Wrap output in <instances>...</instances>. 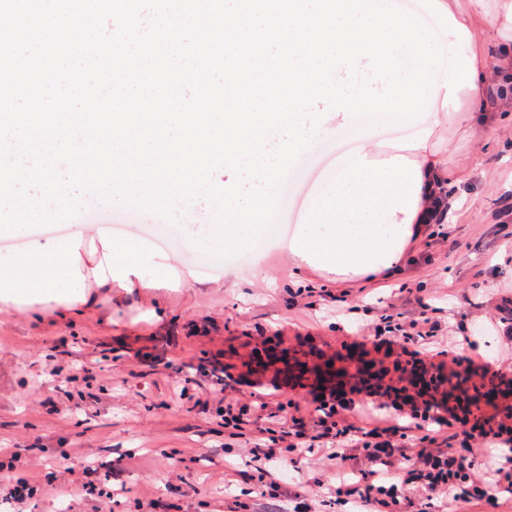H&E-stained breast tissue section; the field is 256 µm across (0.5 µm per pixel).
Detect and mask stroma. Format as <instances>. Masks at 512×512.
Instances as JSON below:
<instances>
[{"label":"stroma","instance_id":"1","mask_svg":"<svg viewBox=\"0 0 512 512\" xmlns=\"http://www.w3.org/2000/svg\"><path fill=\"white\" fill-rule=\"evenodd\" d=\"M336 154L320 142L306 175H294L284 209L247 260H218L200 247L156 249L154 238L182 231L144 211L90 202L91 221L147 226L143 270L156 288L93 289L82 314L44 315L36 303L0 302V445L29 449L37 477L60 451L91 456L98 479L120 488L112 512L155 500L157 512H345L316 486L333 479L323 449L285 455L270 470L274 494L251 490L245 442H225L222 402L259 405L275 386L301 407L337 382L333 371L363 370L396 383L394 357L374 350L368 329L391 309L406 319L428 313L439 337H451L474 366L446 390L477 396L500 371L512 377V122L490 138L461 143L448 157L461 204L432 225L402 274L342 288L327 273L296 267L281 245L294 233L313 180ZM222 357L237 391L211 395L207 383L186 397L173 391L167 360L195 364ZM85 381L65 374L88 358ZM68 412L56 413L62 391Z\"/></svg>","mask_w":512,"mask_h":512}]
</instances>
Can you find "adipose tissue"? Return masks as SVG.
Instances as JSON below:
<instances>
[{"instance_id":"obj_1","label":"adipose tissue","mask_w":512,"mask_h":512,"mask_svg":"<svg viewBox=\"0 0 512 512\" xmlns=\"http://www.w3.org/2000/svg\"><path fill=\"white\" fill-rule=\"evenodd\" d=\"M458 47L456 62L437 75L431 113L418 135L404 143L379 139L383 119L368 114L356 122L336 117L324 134L351 143L313 189L306 212L286 248L297 266L334 275L337 282L372 281L399 273L413 246L432 224L448 220L453 174L440 148L493 136L512 115V0H428ZM477 102L460 116L462 99ZM142 247L133 240H94L84 225L63 240L33 244L0 261V301L85 302L87 288H152L141 272Z\"/></svg>"}]
</instances>
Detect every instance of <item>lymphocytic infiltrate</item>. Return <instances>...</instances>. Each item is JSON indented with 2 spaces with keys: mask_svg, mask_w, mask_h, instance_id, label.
Masks as SVG:
<instances>
[{
  "mask_svg": "<svg viewBox=\"0 0 512 512\" xmlns=\"http://www.w3.org/2000/svg\"><path fill=\"white\" fill-rule=\"evenodd\" d=\"M429 317L409 322L385 316L372 336L374 348L399 347L402 386L372 389L373 420L357 426L346 418L355 410L356 397L367 389L366 381L321 391L309 415L299 413L295 399L277 401L281 416L274 426L257 428L252 435L249 462L255 471V489L266 494L271 462L285 453L329 442V454L337 469L347 467L346 451L356 448L372 468L361 481L328 485L339 504H353L362 512H388L400 505L402 486L413 487L424 501L452 496L461 502L495 505L498 495L512 491V390L504 389L506 404L494 418L478 416L467 402L438 401L446 383L441 366L424 362L414 346L433 338ZM505 449L506 454L493 474L481 473L473 457L479 445ZM29 458L25 448H0V499L22 504L33 498L41 485L22 463ZM96 470L89 457L63 455L57 463L54 482L68 486L74 475H81L82 492L107 503L111 489L94 481Z\"/></svg>",
  "mask_w": 512,
  "mask_h": 512,
  "instance_id": "f902f5d3",
  "label": "lymphocytic infiltrate"
}]
</instances>
